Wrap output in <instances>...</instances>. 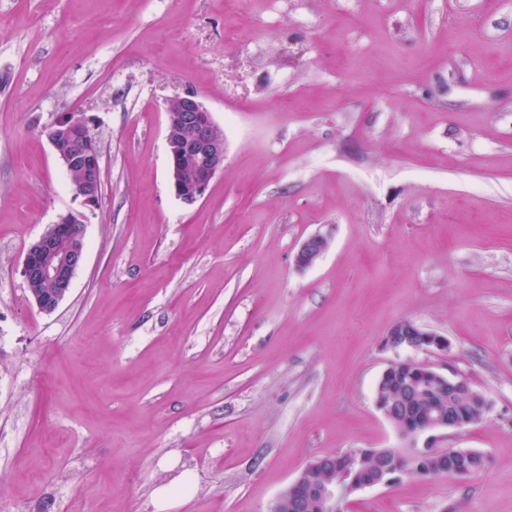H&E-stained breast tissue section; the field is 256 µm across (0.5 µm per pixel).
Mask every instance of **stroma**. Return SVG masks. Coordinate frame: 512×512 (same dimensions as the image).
I'll list each match as a JSON object with an SVG mask.
<instances>
[{"mask_svg": "<svg viewBox=\"0 0 512 512\" xmlns=\"http://www.w3.org/2000/svg\"><path fill=\"white\" fill-rule=\"evenodd\" d=\"M187 92L225 136L191 205ZM72 113L94 206L40 134ZM69 214L44 313L22 261ZM403 319L449 350L383 349ZM394 361L489 400L439 441L485 466L344 512H512V0H0V512H272L316 457L423 446L376 406ZM164 112L169 183L175 196L191 205L224 167V130L194 94L169 99ZM73 224H75L73 226ZM85 258L84 231L81 221L66 215L58 224L50 225L28 248L22 262L21 274L29 292L43 312L54 311L70 292L72 279ZM50 282V283H48ZM54 285H52V284ZM55 290L51 294L47 293ZM328 247V240L320 235L307 238L300 246L295 265L298 269H306L316 263Z\"/></svg>", "mask_w": 512, "mask_h": 512, "instance_id": "obj_1", "label": "stroma"}]
</instances>
